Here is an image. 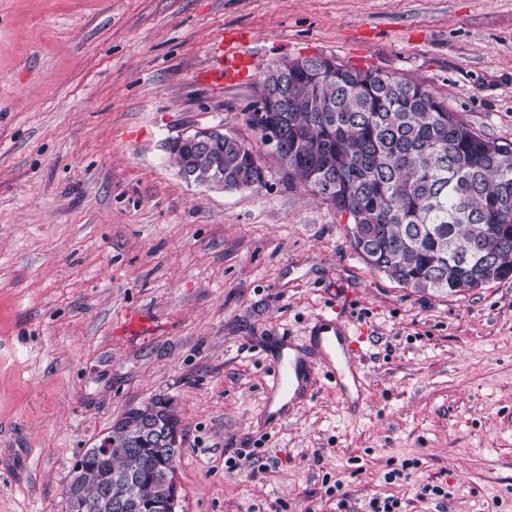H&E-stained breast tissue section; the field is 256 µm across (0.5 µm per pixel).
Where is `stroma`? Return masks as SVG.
Returning a JSON list of instances; mask_svg holds the SVG:
<instances>
[{
    "instance_id": "obj_1",
    "label": "stroma",
    "mask_w": 512,
    "mask_h": 512,
    "mask_svg": "<svg viewBox=\"0 0 512 512\" xmlns=\"http://www.w3.org/2000/svg\"><path fill=\"white\" fill-rule=\"evenodd\" d=\"M228 29L262 67L422 80L512 144V0H0V512H66L78 455L159 394L182 512H512V279L441 295L370 269L247 124L259 74L200 79ZM211 127L265 186L181 177L168 142ZM129 308L149 336L120 331ZM327 313L368 336L363 404L319 373L272 418L275 349Z\"/></svg>"
}]
</instances>
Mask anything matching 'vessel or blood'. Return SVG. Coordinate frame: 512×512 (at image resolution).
<instances>
[{
	"label": "vessel or blood",
	"mask_w": 512,
	"mask_h": 512,
	"mask_svg": "<svg viewBox=\"0 0 512 512\" xmlns=\"http://www.w3.org/2000/svg\"><path fill=\"white\" fill-rule=\"evenodd\" d=\"M256 60L244 47L242 36L222 32L212 42L211 62L207 73L218 81L233 82L246 72L255 70ZM314 334L318 338L320 361L327 368L341 396H348L352 384L360 382V337L336 320L318 317ZM314 374L311 363L302 358H279L271 392L288 393L294 387L312 388Z\"/></svg>",
	"instance_id": "1"
}]
</instances>
